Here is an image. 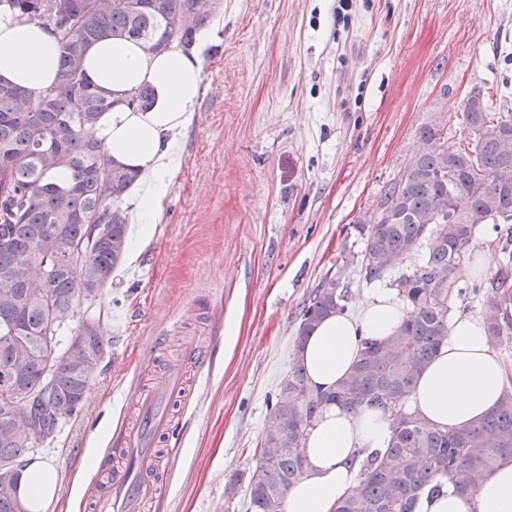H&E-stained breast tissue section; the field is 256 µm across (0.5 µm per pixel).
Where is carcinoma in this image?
Masks as SVG:
<instances>
[{"instance_id": "cac0c4a2", "label": "carcinoma", "mask_w": 512, "mask_h": 512, "mask_svg": "<svg viewBox=\"0 0 512 512\" xmlns=\"http://www.w3.org/2000/svg\"><path fill=\"white\" fill-rule=\"evenodd\" d=\"M29 18L54 27L65 13L73 35L60 44L56 79L37 100L21 85L0 83V512H27L13 492L38 447L27 423L57 433L78 413L108 345L104 330L60 335L81 301L112 284L128 248L120 208L135 176L115 166L102 145L86 138L112 108L81 71L87 48L125 38L159 50L189 48L221 8V0H9ZM466 99L464 143L455 146L431 126L419 151L380 190L374 210L357 226L359 253L342 250L304 303L294 350L326 317L347 311V271L367 284L384 281L406 305L396 333L366 339L347 376L328 393L314 391L300 359L280 384L249 472L250 512H283L285 494L304 474L308 428L327 402L346 409H391L388 447L368 458L357 492L336 512H411L413 501L439 481L476 493L479 477L512 461V390L480 421L441 430L409 406L417 380L448 336L451 303L481 299L487 335L512 339V241L499 249L496 271L461 280L469 246L486 224H512V110L494 107L475 87ZM65 180L55 182L54 173ZM417 255L408 269L404 263Z\"/></svg>"}]
</instances>
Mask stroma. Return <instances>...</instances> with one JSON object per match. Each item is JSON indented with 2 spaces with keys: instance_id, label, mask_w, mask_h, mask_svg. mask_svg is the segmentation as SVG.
Returning <instances> with one entry per match:
<instances>
[{
  "instance_id": "stroma-1",
  "label": "stroma",
  "mask_w": 512,
  "mask_h": 512,
  "mask_svg": "<svg viewBox=\"0 0 512 512\" xmlns=\"http://www.w3.org/2000/svg\"><path fill=\"white\" fill-rule=\"evenodd\" d=\"M223 0L181 166L147 243L75 317L108 340L82 411L34 452L48 512L85 491L136 390L184 340L213 344L175 410L179 457L151 512H246L248 472L299 313L431 125L454 144L472 88L512 105V0ZM163 345H156V338ZM94 466H86V458Z\"/></svg>"
}]
</instances>
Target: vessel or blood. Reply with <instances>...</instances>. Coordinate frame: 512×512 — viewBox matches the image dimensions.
Listing matches in <instances>:
<instances>
[{
	"label": "vessel or blood",
	"instance_id": "vessel-or-blood-1",
	"mask_svg": "<svg viewBox=\"0 0 512 512\" xmlns=\"http://www.w3.org/2000/svg\"><path fill=\"white\" fill-rule=\"evenodd\" d=\"M208 360L207 348L193 341L185 343L180 362L169 367L166 380L137 392L136 419L121 424L112 441V454L102 461V479L90 485L88 497L95 512H144L160 499V475L178 455L174 447L163 455L157 451L160 440L174 437L176 422L170 404L186 396L188 372Z\"/></svg>",
	"mask_w": 512,
	"mask_h": 512
}]
</instances>
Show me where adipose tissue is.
<instances>
[{
    "instance_id": "ef3b65f1",
    "label": "adipose tissue",
    "mask_w": 512,
    "mask_h": 512,
    "mask_svg": "<svg viewBox=\"0 0 512 512\" xmlns=\"http://www.w3.org/2000/svg\"><path fill=\"white\" fill-rule=\"evenodd\" d=\"M212 28H203L190 51L148 50L123 39L90 46L83 71L104 89L112 108L91 128L113 163L137 174L136 205L130 217L139 236H147L163 215L164 201L182 158V137L193 122L203 84L204 49ZM60 47L41 21L0 5V81L26 87L38 97L55 79ZM153 97L144 108L130 101L142 87ZM405 308L395 294L377 289L356 313L323 319L300 354L312 388H335L356 362L361 341L382 340L400 327ZM512 384V364L493 350L481 317L454 318L439 355L423 371L411 395L416 410L435 426L448 429L477 422L494 410ZM391 415L378 406L343 409L326 405L309 429L303 477L285 497V512H334L360 483V465L384 450ZM58 491L54 468L41 464L26 471L21 493L31 512H45ZM413 512H512V462L480 479L475 496L445 482L436 495L423 494Z\"/></svg>"
}]
</instances>
